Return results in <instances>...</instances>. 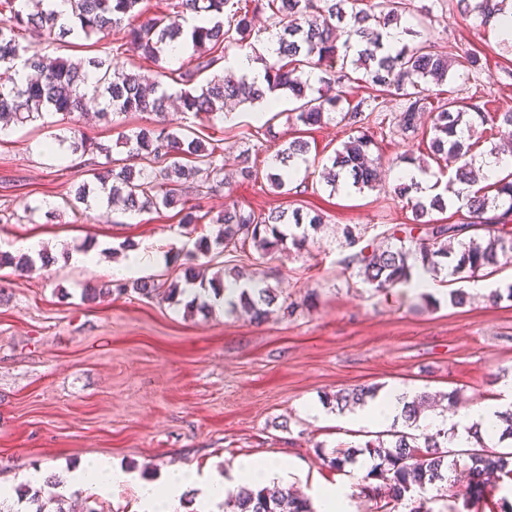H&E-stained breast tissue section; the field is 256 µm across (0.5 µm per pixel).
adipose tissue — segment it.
Instances as JSON below:
<instances>
[{
	"label": "adipose tissue",
	"mask_w": 512,
	"mask_h": 512,
	"mask_svg": "<svg viewBox=\"0 0 512 512\" xmlns=\"http://www.w3.org/2000/svg\"><path fill=\"white\" fill-rule=\"evenodd\" d=\"M415 396L414 390L405 385H396L368 401L354 413L345 416L348 426H386L399 419L404 405ZM496 408L493 403L473 404L467 411L448 417L437 415L427 418V425L447 429L451 447H466L468 429L479 425L487 443H495L497 435L493 428ZM282 466L277 458H247L238 461L232 474L214 471L198 474L194 465L183 464L171 468L159 480L141 478L136 472L112 464L106 458H92L82 462L77 469L67 471L60 477L57 490L70 495L87 489L102 495L111 494L120 486L135 487L137 502L135 512H186L187 505H194L198 512H218L226 493L241 483L259 482L272 484L282 476Z\"/></svg>",
	"instance_id": "adipose-tissue-1"
}]
</instances>
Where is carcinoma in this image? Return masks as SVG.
<instances>
[{
    "instance_id": "cac0c4a2",
    "label": "carcinoma",
    "mask_w": 512,
    "mask_h": 512,
    "mask_svg": "<svg viewBox=\"0 0 512 512\" xmlns=\"http://www.w3.org/2000/svg\"><path fill=\"white\" fill-rule=\"evenodd\" d=\"M43 2L0 0V121L22 124L62 114L74 122L75 114L83 113L90 102L100 107L104 117L112 112L157 117V125L122 136L124 158L112 157L109 148L95 142L70 141L72 153L102 154L105 161L85 163L91 179L82 182L65 205L76 215L95 209L110 211L117 203L122 205V213L132 215L178 206L181 224L207 221L218 225L215 237H200L186 253L185 287L167 288L160 280L140 279L133 282L138 294L173 300L191 286L215 297L226 295L231 306L243 308L254 321L261 322L277 304L275 289L254 276L238 275L229 285L219 274L208 279L198 270L199 256L207 255L214 245L240 256L247 255L251 246L263 258L290 246L300 250L308 241V228L322 224L318 214L305 217L299 210L276 208L256 212L232 207L209 218L200 214L197 205L188 204L189 195L229 183L224 175V149L219 145L208 149L196 138L169 130L165 114L170 96L162 77L181 85L177 100L182 111L207 122L224 116L229 102L261 104L271 95L286 92L298 102L288 114L296 125L312 129L336 118L346 127L362 129L379 105L365 98L347 99L345 80H359L406 99L404 110L394 117L406 132L418 131V118L428 113L431 156L453 168L444 192L426 202L417 196L418 183H401L397 194L411 205L412 223L387 230L390 244L386 248L371 251L366 245L341 260L375 290L387 292L409 285L416 271L436 278L445 265L450 267L451 277L464 282L497 266L499 256L512 253V230L508 228L512 223V177L490 184L494 195H488L486 187L479 186L488 179L482 164L485 156L498 155L499 148L494 145L477 155L476 145L463 136V129L488 118L494 124L512 126V109L490 117L480 106L455 99L427 107L428 84H442L455 65L479 69L481 59L475 55L454 59L428 38L411 48L389 51L384 39L389 29L400 24L407 11L406 0H389V10L379 14L348 10L350 0H161L159 10L150 16L143 8L144 0H67L75 18L70 26L57 25L53 13L43 10ZM462 2L463 13L474 16L483 27L494 26L501 15L512 11V0ZM265 10L270 11V34L277 38L278 48L272 59L255 56L264 69V84L259 85L230 74L224 63L231 49L241 53L255 50L254 17ZM92 35L112 46V57L133 48L155 70L113 71L99 60L72 61L47 52V46L69 36ZM179 41L197 54L195 69L177 73L164 66L169 47ZM308 68L320 70V88L306 78ZM91 71L98 74L93 84L87 83ZM359 71L362 77L353 78ZM206 72L210 77L198 81ZM371 146L372 140L364 133L349 138L322 165V180L334 190L347 180L360 190L382 188L379 158L373 156ZM307 153L308 142L300 139L277 151L274 161L288 166V172L267 174L271 187L283 190L299 165L308 162ZM446 194L465 202L472 221L432 223V212L446 209ZM501 208L504 212L498 223L488 224L485 215ZM37 259L44 265L55 262L42 251L36 259L27 253L0 252V266L28 268ZM378 393L374 384L360 385L336 392L330 402L343 412L363 406ZM431 399L432 395L425 393L404 407L402 429L394 425L359 446L323 452V464L341 471L361 456L369 459L372 465L366 478L380 481L372 488L379 497L377 512H399L414 494L429 487L451 492L448 471L457 466V460H448L454 455L447 446L448 432H419L420 407ZM497 418L498 443L512 441V406L497 412ZM464 455L471 496L463 507L480 500L484 492L495 491L505 480L512 483V451L489 449L476 426L470 427L469 449ZM57 485L58 480L51 478L44 488H19L16 494L31 512H46L51 502L56 503L53 512H69L67 500L53 491ZM225 506L229 512H314L308 499L275 483L241 486L228 494Z\"/></svg>"
}]
</instances>
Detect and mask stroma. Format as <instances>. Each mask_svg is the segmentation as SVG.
I'll return each instance as SVG.
<instances>
[{
	"label": "stroma",
	"mask_w": 512,
	"mask_h": 512,
	"mask_svg": "<svg viewBox=\"0 0 512 512\" xmlns=\"http://www.w3.org/2000/svg\"><path fill=\"white\" fill-rule=\"evenodd\" d=\"M402 22L412 30L407 44L427 34L452 57L475 51L483 59L474 72L454 66L430 94L431 103L454 96L486 103L491 112L512 107V48L497 30L464 19L458 0H412ZM280 101L274 143L264 136L243 140L255 124L250 106L207 123L174 108L166 116L171 128L187 126L203 142H223L224 170L233 180L196 196L201 211L280 206L324 217L305 249L276 253L258 265L280 301L298 306L291 317L277 311L261 323L227 308L189 314L131 289L83 301L85 286L110 284L115 250L123 245L151 243L166 256L151 277L182 281V256L200 236L215 235L216 225L184 226L170 210L91 220L74 215L64 201L87 174L79 156L61 161L45 151L46 143L66 133L58 116L13 125L0 137V250L11 252L16 243L36 238L56 258L35 270L0 268L1 482L23 471L57 475L94 455L150 479L182 462L229 473L241 458L281 456L291 465L283 484L302 492L348 482L353 512H372L375 500L362 492L366 479L349 468H327L317 455L363 443L364 429L334 424L328 407L310 416L304 402L376 383L440 396L452 392L467 406L497 397L500 385L512 380V300L495 302L473 290L464 306L454 307L448 285L439 282L432 292L436 303L426 308L417 288L377 292L355 271L341 269L350 252L344 226L382 246L388 228L411 219L392 189L406 168L403 153L413 144L427 153L429 135L396 126L404 99L386 97L365 126L381 158L380 192L326 186L319 164L352 130L333 121L304 130L287 120L293 107L288 96ZM152 121L148 114L91 115L77 128L112 146L120 133ZM297 136L309 142L316 163L293 178L306 184V192L281 194L265 174L276 151ZM245 149L258 169L252 180L234 175ZM31 206L36 215L28 214ZM88 247L95 251L89 264L60 258Z\"/></svg>",
	"instance_id": "obj_1"
}]
</instances>
